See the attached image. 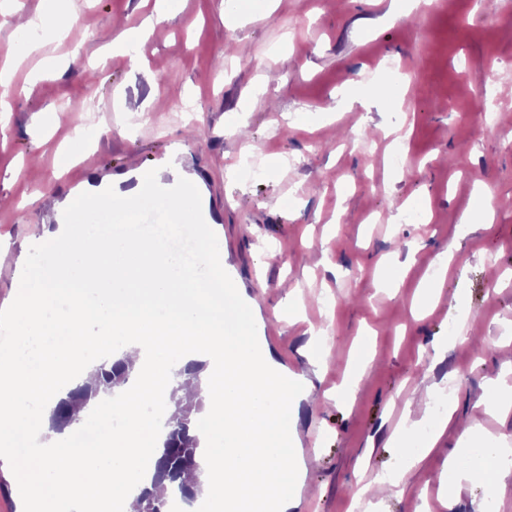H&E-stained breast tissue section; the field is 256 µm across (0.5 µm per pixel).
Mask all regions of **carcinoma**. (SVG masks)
Wrapping results in <instances>:
<instances>
[{"instance_id": "carcinoma-1", "label": "carcinoma", "mask_w": 512, "mask_h": 512, "mask_svg": "<svg viewBox=\"0 0 512 512\" xmlns=\"http://www.w3.org/2000/svg\"><path fill=\"white\" fill-rule=\"evenodd\" d=\"M136 385L130 371L121 363L110 369L100 368L97 374L76 389L68 398L58 401L51 410L50 428L63 431L73 420L74 407L93 405L102 395L117 391H133ZM203 407L202 401L187 400L164 413L166 433L160 454L153 462L154 485L160 492L143 489L135 499V512H171L178 504L188 505L197 499V493L183 481V475L200 471L203 449L192 430V413Z\"/></svg>"}]
</instances>
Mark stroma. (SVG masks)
Wrapping results in <instances>:
<instances>
[{"label": "stroma", "mask_w": 512, "mask_h": 512, "mask_svg": "<svg viewBox=\"0 0 512 512\" xmlns=\"http://www.w3.org/2000/svg\"><path fill=\"white\" fill-rule=\"evenodd\" d=\"M155 2H16L30 16L61 7L81 21L64 40L41 36L18 67L0 132V346L14 341L29 272L69 262L34 229L45 206L62 202L60 223L79 227L88 204L76 189L150 171L181 142L198 183L168 221L220 234L224 276L210 283L224 287L225 333L258 337L279 372L312 385L294 403L287 512H348L369 476L402 470L404 449L424 447L442 414L422 420L423 400L446 393L458 424L403 470L402 495L377 491L365 507L434 512L450 456L464 447L474 462L487 437H512V414L477 404L495 381L512 386V0H433L427 11L408 0H272L266 21L235 29L224 22L231 0H174L153 35L94 67L100 33L138 25ZM387 60L400 72L382 69ZM268 69L283 77L272 97L261 88ZM479 99L485 111H474ZM84 125L88 137H74ZM246 155L263 174H241ZM445 261L437 307L414 320L421 284ZM284 281L300 291L285 311ZM464 323L497 346L458 341ZM312 324L324 335L311 336ZM312 347L323 367L309 362ZM360 348L373 361L357 377ZM407 419V437L392 441ZM467 423L480 438L465 440ZM11 446L0 452V512L20 510L17 463L37 466L24 440Z\"/></svg>", "instance_id": "stroma-1"}]
</instances>
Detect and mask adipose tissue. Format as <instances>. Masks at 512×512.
<instances>
[{"mask_svg": "<svg viewBox=\"0 0 512 512\" xmlns=\"http://www.w3.org/2000/svg\"><path fill=\"white\" fill-rule=\"evenodd\" d=\"M51 239L57 250L76 254L77 261L52 283L30 274L15 298L21 329L14 345L0 350V439L18 438L39 426L40 414L26 410L29 401L54 404L66 397L60 382L69 373L70 351L85 355L88 376L102 363L121 360L140 380L150 367L161 378V396H168L177 380L183 394H197L207 407L197 426L205 445L203 495L221 503L245 480L261 478L279 512H287L295 473L287 467L293 451L282 437L293 413L282 400L273 368L256 362L249 334H225L219 323L205 324L198 316L208 302L199 273L223 276L222 249L205 243L189 266L165 252L157 238L144 235L115 244L96 228L76 238L61 224ZM93 321L99 331L88 330ZM193 362L202 366L198 388L184 373ZM99 413L119 416L124 432L108 448L88 447L81 437L90 420L77 411L54 446L34 449L38 469L19 471L22 512H51L62 499L70 512H84L87 497L96 493L118 496L123 512H134L133 490L151 481L144 466L158 452L159 426L126 403L100 406ZM132 438L137 447H128ZM493 470L512 472V446L506 440H491L482 458L468 465L449 459V476L440 488L449 494L465 482L499 495L488 481Z\"/></svg>", "mask_w": 512, "mask_h": 512, "instance_id": "obj_1", "label": "adipose tissue"}]
</instances>
